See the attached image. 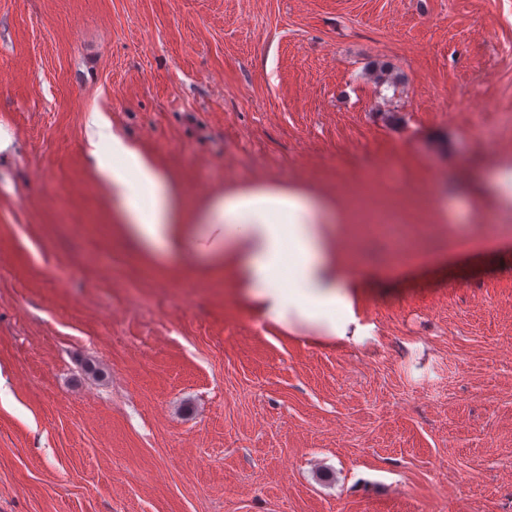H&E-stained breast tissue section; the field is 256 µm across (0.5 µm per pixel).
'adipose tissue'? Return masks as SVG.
<instances>
[{"instance_id": "ef3b65f1", "label": "adipose tissue", "mask_w": 512, "mask_h": 512, "mask_svg": "<svg viewBox=\"0 0 512 512\" xmlns=\"http://www.w3.org/2000/svg\"><path fill=\"white\" fill-rule=\"evenodd\" d=\"M100 128L91 116L89 154L118 202L115 223L142 255L158 263L188 254L210 276L230 277L240 303L281 335L320 346L376 341L359 311L356 255L338 247L336 202L267 179L191 204L152 159L121 137L102 142ZM466 185L493 218L512 213V161L491 160Z\"/></svg>"}]
</instances>
